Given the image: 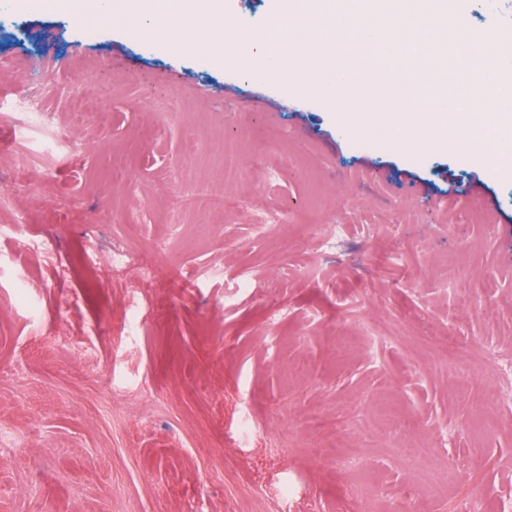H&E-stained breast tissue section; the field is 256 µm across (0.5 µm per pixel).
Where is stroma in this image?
Returning <instances> with one entry per match:
<instances>
[{
  "label": "stroma",
  "mask_w": 512,
  "mask_h": 512,
  "mask_svg": "<svg viewBox=\"0 0 512 512\" xmlns=\"http://www.w3.org/2000/svg\"><path fill=\"white\" fill-rule=\"evenodd\" d=\"M284 8L224 0L257 38ZM460 8L512 36V0ZM134 25L0 0V512H512V174ZM26 92L111 119L64 162L9 116Z\"/></svg>",
  "instance_id": "obj_1"
}]
</instances>
